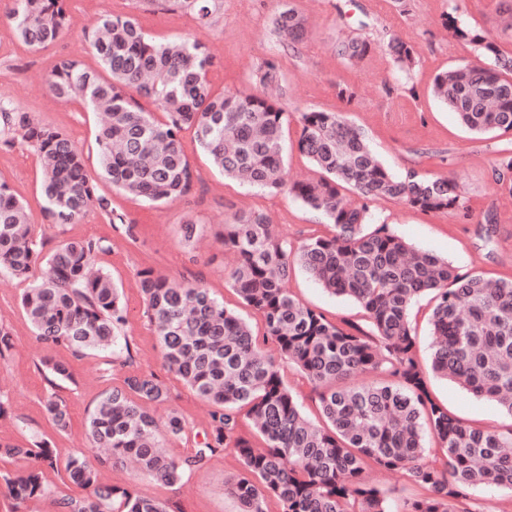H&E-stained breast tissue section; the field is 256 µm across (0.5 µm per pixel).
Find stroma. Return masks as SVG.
Returning a JSON list of instances; mask_svg holds the SVG:
<instances>
[{
  "instance_id": "35a3bbf8",
  "label": "stroma",
  "mask_w": 512,
  "mask_h": 512,
  "mask_svg": "<svg viewBox=\"0 0 512 512\" xmlns=\"http://www.w3.org/2000/svg\"><path fill=\"white\" fill-rule=\"evenodd\" d=\"M409 13L388 10L370 29H362L364 10L372 0H223V8L212 27L199 25L192 13L183 9L164 10L147 0H69L73 25L56 42L35 50L13 33L8 14L12 0H0V99L13 102L22 111L64 129L85 151L94 149V132L100 120L77 102H62L48 92L44 77L63 56L96 66L97 60L84 33L105 15H133L153 39L194 38L203 42L215 58L209 78L216 90L236 91L250 87L253 72L264 61L275 60L284 76L286 95L281 104L292 122L289 140L300 133L301 112L317 109L345 112L365 133L368 141L393 173L416 170L428 175L456 177L469 197L468 217L439 212H422L392 199L372 202L378 222L387 224L396 235L417 248L448 259L460 272H476L491 279H512V198L498 196L492 179L496 158L495 139L473 141L452 113L429 93L435 75L448 67L473 62L472 46H449L442 26L446 0H410ZM293 7L308 24V38L299 57L285 55L271 34L272 20L284 7ZM498 0H464L466 18L492 30L503 54L512 55V28L498 26ZM404 32L415 50L418 65L411 78L415 93L403 90L404 78L386 51L385 30ZM369 36L372 49L357 65H349L337 52L346 40ZM349 84L357 97L346 103L336 96V87ZM188 159L198 182L183 199L156 208L144 200L117 191L97 178L96 193L106 197L113 209L136 226L135 239L123 229L108 224L98 209H91L76 224L58 228L50 224L41 195V163L36 152L24 145L0 146V178L28 205L29 222L48 246L60 238H106L110 252L98 262L120 288L127 306L123 333L128 336L138 365L143 371L169 379L156 336L143 311L137 273L154 268L168 279L197 282L223 299L225 307L248 320L256 336L265 329L261 317L245 306L229 286L228 260L219 242L225 219L238 211L264 213L276 232L291 242L332 230L319 213L305 208L292 195L269 194L225 179L213 169L194 140L184 131ZM494 209L497 222L491 243H484L483 215ZM194 220L199 227L196 242L185 243L179 226ZM286 288L302 303L322 311L329 319L345 318L364 324L365 312L354 301L333 296L320 288L303 270L295 269ZM20 288L9 278H0V323L11 328L17 339L14 353L0 361V393L12 400V413L0 418V441H17L22 427L46 435L59 461L78 451L100 456L91 447L86 418L110 386L121 383L123 368L113 365L110 377H103L95 359L77 361L60 347L48 346L33 334L19 301ZM46 358L69 362L74 384L64 391L71 415L67 432L56 433L48 422L41 400L47 389L38 363ZM171 405L188 423L186 436L169 441L168 453L176 458L191 454L198 434L207 430L210 405L178 380L169 379ZM431 388L449 411L465 423L495 430L512 428V418L488 402L454 383L436 378ZM240 464L231 452L214 456L204 467L188 474L182 485L171 489L134 475L123 466H104L102 482L124 485L144 496L168 501L172 512H237L225 483L238 472Z\"/></svg>"
}]
</instances>
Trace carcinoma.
Here are the masks:
<instances>
[{
	"mask_svg": "<svg viewBox=\"0 0 512 512\" xmlns=\"http://www.w3.org/2000/svg\"><path fill=\"white\" fill-rule=\"evenodd\" d=\"M210 27L221 0H173ZM458 0L443 14L448 37L474 46L481 65H456L434 77L431 92L458 123L479 140L512 133V56L502 54L490 31L465 22ZM15 36L37 50L71 27L66 0H14ZM285 51L307 35L293 8L273 19ZM100 69L59 59L45 76L49 93L106 115L95 136L99 174L117 190L163 204L190 193L196 174L182 133L195 132L212 167L228 179L267 193L289 192L332 224L330 236L313 235L294 245L278 237L259 211L236 212L220 236L235 256L230 287L258 313L270 354L247 321L224 307L200 284L174 285L152 268L139 272L144 313L162 351L167 372L213 407L209 431L191 455L162 452L187 433L175 409L164 421L154 408L171 400L168 384L142 371L128 337L121 335L126 307L111 274L94 269L93 258L111 250L106 239L61 240L50 250L38 239L25 204L0 178V276L22 285L20 302L35 336L80 359L91 352L121 360L122 383L103 393L86 422L93 448H109L112 462L134 461L141 474L170 488L217 453L231 451L240 470L227 483L239 512H393L386 494L366 481L369 468L401 473L423 494L400 512H475L472 490L512 491V428L472 427L448 412L430 390L433 377L495 403L512 417V280L464 273L447 259L421 251L377 222L368 202L395 199L425 212L468 216L454 179L415 170L391 172L363 132L344 112L300 113L297 150L320 172L288 184L285 129L288 113L262 89L284 87L278 66L267 61L252 76L261 91L241 96L218 92L208 79L214 65L207 46L182 39L157 43L131 16L106 15L89 34ZM371 42L353 38L338 47L352 64L368 56ZM388 50L410 78L417 66L412 45L400 35ZM145 99L163 113L155 118ZM20 140L42 161V191L51 223L79 222L93 207L135 239V225L96 194L83 150L62 129L0 100V144ZM496 192L512 196V140L496 149ZM351 189L356 198L347 196ZM300 264L326 292L358 303L368 328L332 322L283 288ZM432 296L431 357L423 365L409 311ZM15 337L0 324V361ZM302 374L318 402L322 421L310 420L288 387L282 361ZM48 389L42 405L58 433L70 427L62 383L72 380L68 363L46 358L37 365ZM358 375L372 381L349 386ZM246 419L262 446L238 432ZM28 462L20 474L0 472L12 502L26 512L50 500L57 512H170L169 504L127 487L99 482L98 470L81 451L58 467L50 441L31 432L24 441L0 443V459ZM59 482L46 478V471ZM87 490L73 497L60 485Z\"/></svg>",
	"mask_w": 512,
	"mask_h": 512,
	"instance_id": "obj_1",
	"label": "carcinoma"
}]
</instances>
